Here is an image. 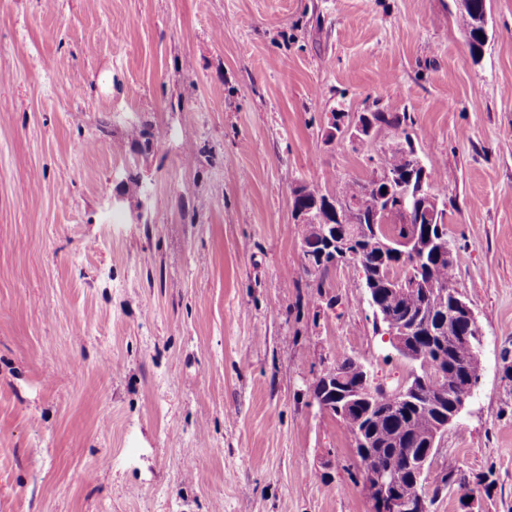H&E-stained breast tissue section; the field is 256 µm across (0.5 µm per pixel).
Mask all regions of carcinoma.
<instances>
[{"mask_svg":"<svg viewBox=\"0 0 512 512\" xmlns=\"http://www.w3.org/2000/svg\"><path fill=\"white\" fill-rule=\"evenodd\" d=\"M488 0H473V10L457 13L458 23L465 32L470 53H475V42L479 32L481 16L487 10ZM379 123L402 129L405 138H411L407 133L408 121L411 116L407 112H384L376 113ZM420 163L419 156L413 147L402 148L391 153L388 166L398 173H408ZM382 186L373 179L366 181H345L336 185V194L330 195L323 192L319 185H307L302 187L305 191L304 198L319 203L317 211L325 218V223L334 221V204L349 198L361 197L360 215L356 216L357 224L368 232L380 230V224L372 222V218L378 214V205L381 199ZM405 248L393 245V249L386 255H381L374 250L363 253L358 266L364 274V286L374 288V293L379 297V303L387 309V315L396 320H401L408 315L415 316L423 310H431L441 304L442 298L433 295L431 292L419 288L416 291L405 295L396 296L386 291L387 282L379 274V268L391 266L400 261L401 253ZM457 262H450L446 259L434 260L429 265L421 268L410 266L409 270H395L393 276H407L413 273L423 280H433L442 287L452 285L456 276ZM467 353V346L463 343L454 346H446L443 349L445 359H440L435 353H430L429 370L440 374L442 385L453 387L458 384L459 376L452 369V365L464 357ZM338 370L345 373L349 383L362 382L359 368L354 366L348 357H340L336 360ZM377 394L375 405L371 416L365 418V410L361 407L350 412L343 418V423L348 430L357 427L366 430L371 434L376 452V463L393 470L404 472V484L413 482L412 472L406 470L405 459L402 452L404 448H420L422 441L420 433L425 432L434 425L440 415L439 407L435 405H424V398H418V403L400 408H393L385 395V391L374 388Z\"/></svg>","mask_w":512,"mask_h":512,"instance_id":"1","label":"carcinoma"}]
</instances>
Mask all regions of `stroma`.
<instances>
[{"label": "stroma", "mask_w": 512, "mask_h": 512, "mask_svg": "<svg viewBox=\"0 0 512 512\" xmlns=\"http://www.w3.org/2000/svg\"><path fill=\"white\" fill-rule=\"evenodd\" d=\"M489 8L475 62L453 0H0V512H371L313 382L412 365L357 265L304 273L293 192L385 167L400 130L330 124L378 107L443 176L480 329L429 510L512 512V0ZM344 118L345 116L341 113H331V124L336 126V130L340 133L349 135L351 142H363L372 136L376 126L372 118V113L370 115L361 114L355 124L354 131L344 127Z\"/></svg>", "instance_id": "35a3bbf8"}]
</instances>
